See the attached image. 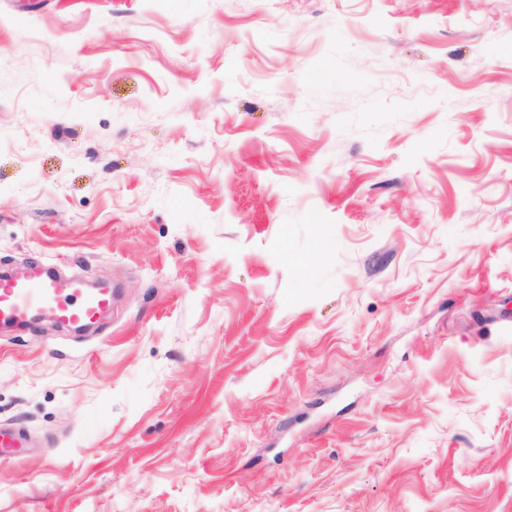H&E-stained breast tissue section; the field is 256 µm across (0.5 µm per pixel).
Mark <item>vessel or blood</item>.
I'll use <instances>...</instances> for the list:
<instances>
[{"instance_id":"vessel-or-blood-1","label":"vessel or blood","mask_w":512,"mask_h":512,"mask_svg":"<svg viewBox=\"0 0 512 512\" xmlns=\"http://www.w3.org/2000/svg\"><path fill=\"white\" fill-rule=\"evenodd\" d=\"M111 288H89L73 280L69 291L58 287L47 263L37 262L20 275H0V327H24L48 317L65 326L85 328L111 311Z\"/></svg>"}]
</instances>
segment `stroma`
Here are the masks:
<instances>
[{
  "mask_svg": "<svg viewBox=\"0 0 512 512\" xmlns=\"http://www.w3.org/2000/svg\"><path fill=\"white\" fill-rule=\"evenodd\" d=\"M0 512H512V0H0ZM112 288H87L75 279L69 293L58 288L45 262L28 267L22 275H0V327H24L49 317L65 326L85 328L112 310Z\"/></svg>",
  "mask_w": 512,
  "mask_h": 512,
  "instance_id": "35a3bbf8",
  "label": "stroma"
}]
</instances>
